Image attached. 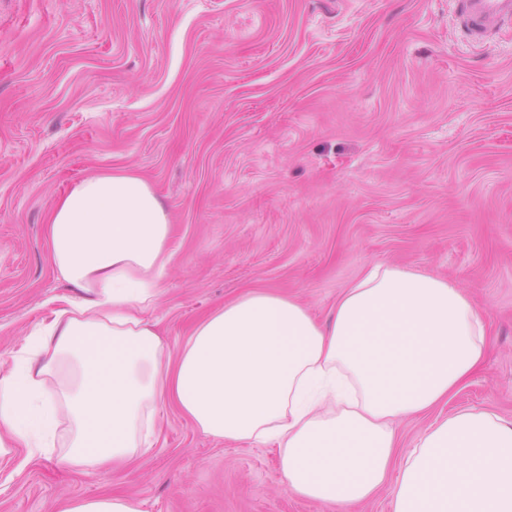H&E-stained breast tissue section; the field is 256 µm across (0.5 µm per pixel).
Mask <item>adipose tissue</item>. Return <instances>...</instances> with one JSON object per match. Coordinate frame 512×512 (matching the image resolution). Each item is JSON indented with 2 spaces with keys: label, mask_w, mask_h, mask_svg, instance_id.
<instances>
[{
  "label": "adipose tissue",
  "mask_w": 512,
  "mask_h": 512,
  "mask_svg": "<svg viewBox=\"0 0 512 512\" xmlns=\"http://www.w3.org/2000/svg\"><path fill=\"white\" fill-rule=\"evenodd\" d=\"M47 222L56 271L82 297L0 376V454L59 446L95 471L149 451L170 398L206 435L277 445L297 496L357 504L395 470L393 512H512V420L464 410L396 458L394 422L447 400L485 356L483 313L457 283L376 263L324 325L289 297L249 291L174 354L142 316L171 258L150 183L87 177Z\"/></svg>",
  "instance_id": "ef3b65f1"
}]
</instances>
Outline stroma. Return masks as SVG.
I'll return each mask as SVG.
<instances>
[{"label": "stroma", "mask_w": 512, "mask_h": 512, "mask_svg": "<svg viewBox=\"0 0 512 512\" xmlns=\"http://www.w3.org/2000/svg\"><path fill=\"white\" fill-rule=\"evenodd\" d=\"M457 0H0V364L76 291L47 218L129 171L166 204L171 260L143 310L171 351L249 290L327 322L372 263L459 283L487 354L447 403L396 426L512 419V26L471 43ZM131 462L0 456V512L123 494L141 512H392L287 493L276 448L203 435L175 403Z\"/></svg>", "instance_id": "stroma-1"}]
</instances>
